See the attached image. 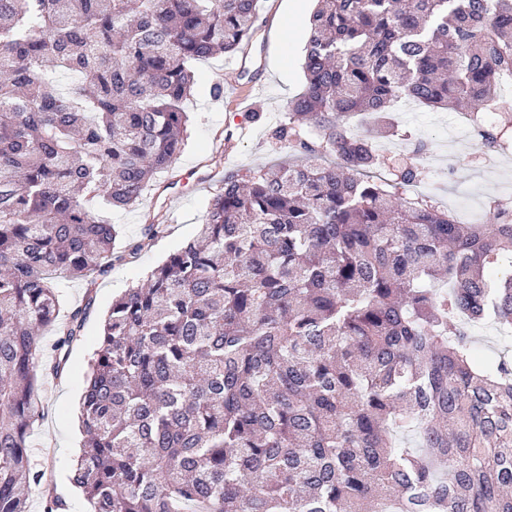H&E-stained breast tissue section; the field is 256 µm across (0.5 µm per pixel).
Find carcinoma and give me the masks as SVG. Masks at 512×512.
I'll return each mask as SVG.
<instances>
[{"label": "carcinoma", "instance_id": "cac0c4a2", "mask_svg": "<svg viewBox=\"0 0 512 512\" xmlns=\"http://www.w3.org/2000/svg\"><path fill=\"white\" fill-rule=\"evenodd\" d=\"M258 0H0V512H29L39 333L60 374L92 286L130 263L129 208L185 147L192 64L258 30ZM296 160L224 177L197 236L112 300L71 476L89 512H512V212L462 224L389 166L370 113L498 108L512 0H318ZM87 283L59 317L51 284Z\"/></svg>", "mask_w": 512, "mask_h": 512}]
</instances>
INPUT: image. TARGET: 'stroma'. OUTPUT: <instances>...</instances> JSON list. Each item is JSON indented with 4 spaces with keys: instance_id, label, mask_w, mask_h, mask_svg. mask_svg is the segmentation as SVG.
Masks as SVG:
<instances>
[{
    "instance_id": "35a3bbf8",
    "label": "stroma",
    "mask_w": 512,
    "mask_h": 512,
    "mask_svg": "<svg viewBox=\"0 0 512 512\" xmlns=\"http://www.w3.org/2000/svg\"><path fill=\"white\" fill-rule=\"evenodd\" d=\"M258 7L259 28L248 57L220 55L196 63L197 90L185 105L189 114L185 149L170 170L158 176L159 181L175 187L187 168L196 166L201 172L214 174V181L179 199L148 192L138 205L107 215L121 239L140 241L142 250L136 261L115 267L98 280L85 330L70 348L66 370L58 378L46 379L37 391L43 416L34 426L29 454L33 467L45 471L46 476L40 485L29 488L30 512H42L43 498L62 494L70 497L71 512L88 510L70 476L82 447L80 397L113 298L142 283L152 268L195 236L205 206L223 183L225 173L246 178L288 157L287 150L275 144L271 131L285 121L289 100L304 89L302 63L316 3L259 0ZM253 71L262 88L252 93L247 107H239L240 90L253 81L249 78ZM217 84L222 91L215 95L211 89ZM241 117L250 126L248 134L222 166H215L212 157L223 152L226 130L236 129ZM456 117L451 110L399 103L393 114L394 134L378 138L377 145L385 157L394 159L414 156L417 143L425 142L428 150L421 160L425 178L417 185V193L428 195L440 209L459 218L474 216L480 224L488 221L494 206L512 209V154L501 157L494 171H487L480 142L466 137L454 140ZM150 211L162 213L168 226L167 233L154 239L144 234L145 215Z\"/></svg>"
}]
</instances>
